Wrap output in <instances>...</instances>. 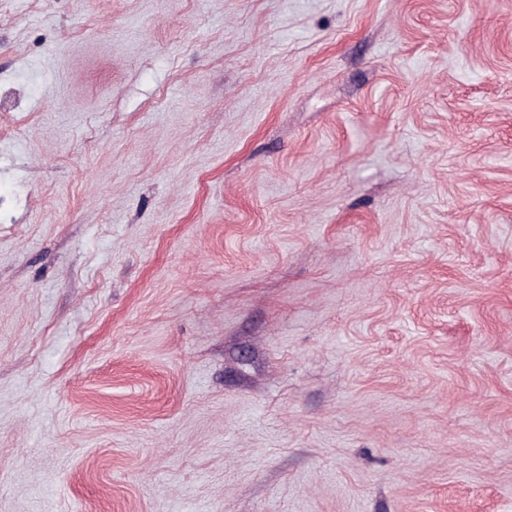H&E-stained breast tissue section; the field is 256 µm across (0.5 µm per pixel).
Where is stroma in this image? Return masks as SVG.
Returning a JSON list of instances; mask_svg holds the SVG:
<instances>
[{
	"label": "stroma",
	"mask_w": 512,
	"mask_h": 512,
	"mask_svg": "<svg viewBox=\"0 0 512 512\" xmlns=\"http://www.w3.org/2000/svg\"><path fill=\"white\" fill-rule=\"evenodd\" d=\"M0 512H512V0H0Z\"/></svg>",
	"instance_id": "stroma-1"
}]
</instances>
